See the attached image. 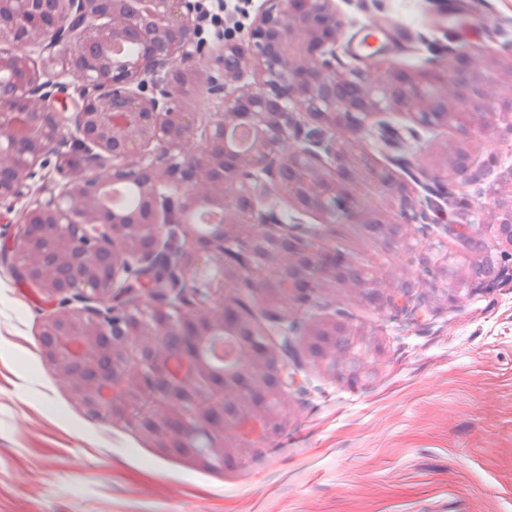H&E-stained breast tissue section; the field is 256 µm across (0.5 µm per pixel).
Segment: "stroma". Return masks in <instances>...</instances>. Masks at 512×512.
I'll use <instances>...</instances> for the list:
<instances>
[{"label":"stroma","mask_w":512,"mask_h":512,"mask_svg":"<svg viewBox=\"0 0 512 512\" xmlns=\"http://www.w3.org/2000/svg\"><path fill=\"white\" fill-rule=\"evenodd\" d=\"M440 2L334 0L345 20L337 64L352 65L346 39L375 16L413 30L398 66L512 51V0H476L475 27L436 26ZM383 121L366 145L390 139V167L434 197L423 171L450 130ZM55 163L37 169L28 197L0 201V246L32 201L56 191ZM474 167L480 178L452 197L464 223L482 224L488 187L512 169V133L483 144ZM335 245L414 283L427 311L394 319L325 289L336 310L372 326L386 365L353 388L300 371L287 426L217 470L162 454L125 422L89 419L38 352L45 297L0 263V512H512V281L454 306L441 281L419 280L406 254L381 253L362 226L337 225Z\"/></svg>","instance_id":"stroma-1"}]
</instances>
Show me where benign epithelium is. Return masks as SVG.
<instances>
[{"mask_svg":"<svg viewBox=\"0 0 512 512\" xmlns=\"http://www.w3.org/2000/svg\"><path fill=\"white\" fill-rule=\"evenodd\" d=\"M0 0V199L22 198L28 181L70 129L74 148L58 193L27 208L13 244L19 277L49 298L39 331L44 361L84 413L123 420L166 454L207 469L283 429L288 389L313 366L355 386L379 373L387 353L363 324L317 305L318 288L349 286L380 314L414 318L426 294L328 242L338 224H364L388 251L446 282V299L512 281V193L485 224H448L459 254L432 262L414 226L427 219L414 186L364 145L385 112L420 128H446L451 142L424 175L469 182L480 143L512 130V53L485 51L481 65L452 54L429 69L336 66L344 20L333 0H264L246 39L216 56L212 108L203 124L185 107L204 75L198 0ZM116 43L137 53L113 60ZM80 80L69 111L51 88ZM232 127L253 136L238 150ZM131 183L138 205L114 211L102 181ZM204 204L222 219L206 233L188 216ZM295 213L282 223L278 208ZM303 224H317L307 236ZM176 260V295L154 278ZM255 306L242 311L240 283ZM318 306L302 316L299 309ZM231 336V371L202 355ZM153 401L152 416L131 411Z\"/></svg>","mask_w":512,"mask_h":512,"instance_id":"obj_1","label":"benign epithelium"}]
</instances>
